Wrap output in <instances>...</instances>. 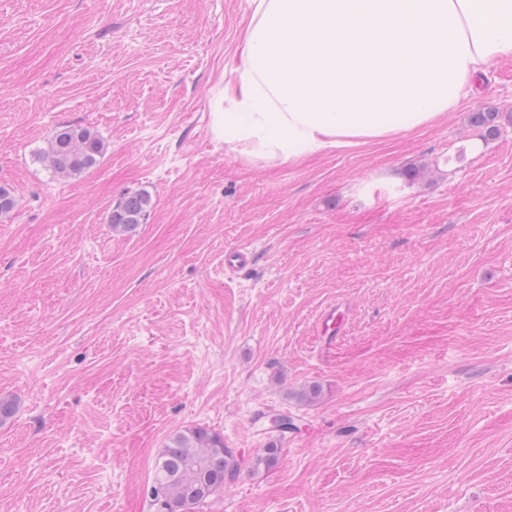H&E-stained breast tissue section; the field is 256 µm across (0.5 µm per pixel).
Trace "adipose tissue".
<instances>
[{"label":"adipose tissue","mask_w":512,"mask_h":512,"mask_svg":"<svg viewBox=\"0 0 512 512\" xmlns=\"http://www.w3.org/2000/svg\"><path fill=\"white\" fill-rule=\"evenodd\" d=\"M211 130L254 166L385 141L512 61V0H251Z\"/></svg>","instance_id":"adipose-tissue-1"}]
</instances>
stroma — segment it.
<instances>
[{"label": "stroma", "instance_id": "35a3bbf8", "mask_svg": "<svg viewBox=\"0 0 512 512\" xmlns=\"http://www.w3.org/2000/svg\"><path fill=\"white\" fill-rule=\"evenodd\" d=\"M250 16L0 0V512H155L194 425L239 461L199 512H512V62L434 125L260 168L209 128ZM62 124L106 142L69 179L36 159ZM264 413L299 428L255 467ZM499 112L477 111L469 115V124L476 131L477 136L487 142L498 137L500 128L498 124ZM152 207V198L145 191L127 193L108 215V224L113 232L132 234L143 224Z\"/></svg>", "mask_w": 512, "mask_h": 512}]
</instances>
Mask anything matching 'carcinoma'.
<instances>
[{
  "instance_id": "cac0c4a2",
  "label": "carcinoma",
  "mask_w": 512,
  "mask_h": 512,
  "mask_svg": "<svg viewBox=\"0 0 512 512\" xmlns=\"http://www.w3.org/2000/svg\"><path fill=\"white\" fill-rule=\"evenodd\" d=\"M499 113L477 111L469 115V124L477 136L487 142L498 137ZM105 142L93 129L63 124L55 128L40 159L58 177L81 174L100 162ZM152 207L145 191L123 196L108 215L112 231L132 234ZM234 451L224 447V437L204 427L178 431L162 449L156 464L151 495L159 512H196L212 496L224 490V481L238 470Z\"/></svg>"
}]
</instances>
